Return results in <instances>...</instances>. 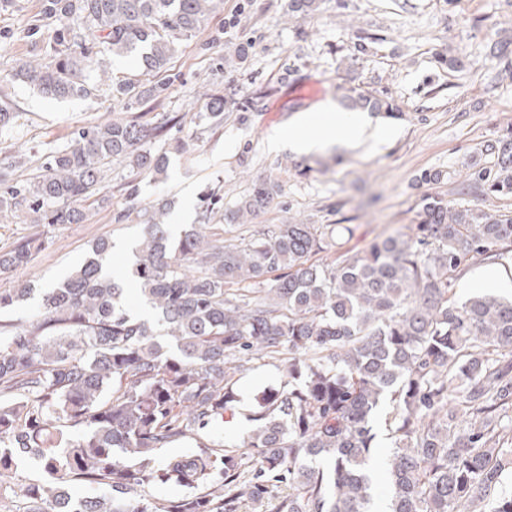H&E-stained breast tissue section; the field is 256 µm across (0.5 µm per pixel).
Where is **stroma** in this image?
<instances>
[{"instance_id": "stroma-1", "label": "stroma", "mask_w": 512, "mask_h": 512, "mask_svg": "<svg viewBox=\"0 0 512 512\" xmlns=\"http://www.w3.org/2000/svg\"><path fill=\"white\" fill-rule=\"evenodd\" d=\"M288 3L224 0L159 74L165 94L127 105L113 99L109 79L136 80L141 71L108 51L93 66L106 80L86 98L54 99L12 82L20 64L52 60L60 22L44 14L43 0H0V105L15 114L0 129V196L42 174L50 152L72 147L79 129L113 119H138L149 130L147 147L168 155L161 175L112 161L99 193L82 203L78 224L49 226L25 205L1 207L0 251L38 238L46 245L27 266L0 275V291L25 281L53 287L99 238L137 245L160 204L175 234L188 224L223 225L228 238L291 220L333 225L322 255L329 263L417 224L423 196L497 206L465 175L486 141L512 130V74L488 60L494 44L512 39V0H321L303 19L290 15ZM362 44L367 53L359 52ZM451 57L452 68L445 64ZM310 84L319 95H300ZM351 87L396 106L395 118L371 117L397 129L394 141L374 150L268 151L274 129L322 104L341 106ZM214 98L224 101L218 125L207 117ZM428 171L442 172L443 180L422 181ZM260 178L278 186L270 207L247 222L225 224V211ZM287 367L284 354L249 356L234 391L258 397L280 386ZM254 427L240 410L233 422L159 449L155 459L198 452L214 436L240 447Z\"/></svg>"}]
</instances>
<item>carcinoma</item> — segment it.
Listing matches in <instances>:
<instances>
[{"label": "carcinoma", "instance_id": "cac0c4a2", "mask_svg": "<svg viewBox=\"0 0 512 512\" xmlns=\"http://www.w3.org/2000/svg\"><path fill=\"white\" fill-rule=\"evenodd\" d=\"M223 0H44V13L74 25L57 34L48 65L23 63L12 80L54 98L97 89L101 50L133 56L143 79L118 81L126 103L159 98L153 80ZM320 0H290L315 14ZM347 108L392 112L386 98L356 88ZM135 121L78 133L50 155L45 173L11 191L47 224H77V204L96 194L105 166L122 158L161 173L167 156L143 149ZM493 164H472L487 194L512 198V134L484 145ZM276 185L258 179L225 214L264 211ZM330 224H271L248 241L219 224H190L173 238L144 225L132 270L156 322L130 314L122 284L105 270L112 243L57 287L25 320L0 319V488L18 462L39 461L44 479L24 489L25 512H242L270 487L291 489L275 512H370L384 402L392 442L385 475L389 512H512L503 492L512 469V301L455 286L473 264L512 261V211L451 205L428 195L412 232L396 233L336 263L319 258ZM27 241L0 252V274L28 265ZM25 282L0 292V311L34 296ZM297 354L288 380L263 392L250 451L216 441L154 464L160 448L195 438L234 415L240 357L283 348ZM252 479L241 481L245 471ZM103 490L75 500L73 484ZM174 483L182 495L151 498Z\"/></svg>", "mask_w": 512, "mask_h": 512}]
</instances>
